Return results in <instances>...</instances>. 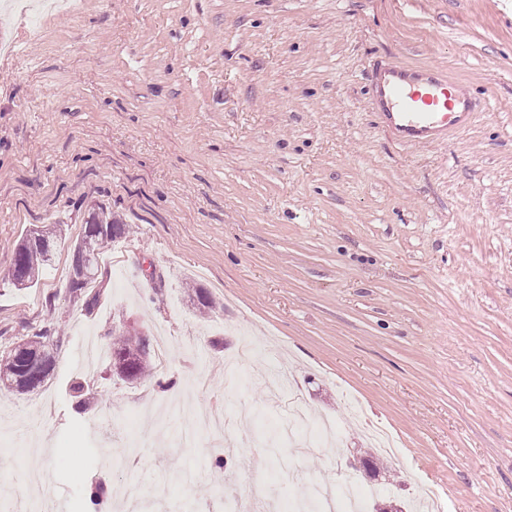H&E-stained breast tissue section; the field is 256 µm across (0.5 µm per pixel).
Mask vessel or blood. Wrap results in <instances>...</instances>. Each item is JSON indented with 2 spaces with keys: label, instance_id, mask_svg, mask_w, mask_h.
I'll use <instances>...</instances> for the list:
<instances>
[{
  "label": "vessel or blood",
  "instance_id": "1",
  "mask_svg": "<svg viewBox=\"0 0 512 512\" xmlns=\"http://www.w3.org/2000/svg\"><path fill=\"white\" fill-rule=\"evenodd\" d=\"M372 91L386 131L400 144L442 140L463 129L472 114L469 100L449 99L448 78L438 70H412L381 60Z\"/></svg>",
  "mask_w": 512,
  "mask_h": 512
}]
</instances>
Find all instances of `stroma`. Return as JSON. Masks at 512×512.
<instances>
[{
    "instance_id": "stroma-1",
    "label": "stroma",
    "mask_w": 512,
    "mask_h": 512,
    "mask_svg": "<svg viewBox=\"0 0 512 512\" xmlns=\"http://www.w3.org/2000/svg\"><path fill=\"white\" fill-rule=\"evenodd\" d=\"M0 0V353L47 324L55 365L0 389V492L23 501V429L52 453L50 492L141 483L134 512H211L247 482L356 487L411 512H512V0ZM444 71L477 113L400 145L369 92L374 60ZM132 230L100 264L92 311L66 281L90 210ZM62 225L37 285L8 279L32 228ZM212 302L201 313L194 285ZM142 331L165 364L128 382L87 363V335ZM204 378L199 409L246 413L234 448L181 424L141 465L105 448L139 410ZM93 403L77 410L74 381ZM397 438L358 466L351 406Z\"/></svg>"
}]
</instances>
